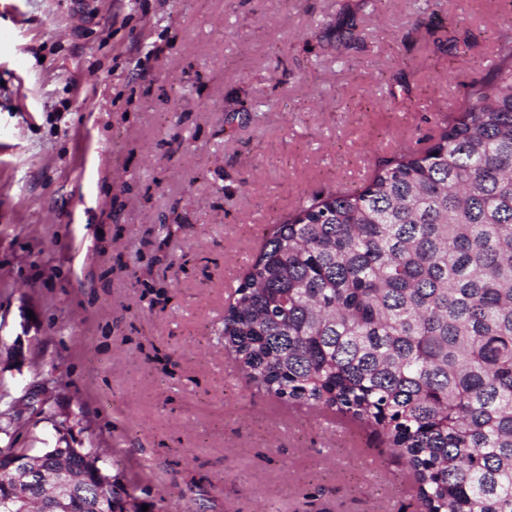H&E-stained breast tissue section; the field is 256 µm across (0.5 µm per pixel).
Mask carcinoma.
Listing matches in <instances>:
<instances>
[{"label": "carcinoma", "mask_w": 512, "mask_h": 512, "mask_svg": "<svg viewBox=\"0 0 512 512\" xmlns=\"http://www.w3.org/2000/svg\"><path fill=\"white\" fill-rule=\"evenodd\" d=\"M466 88L434 146L273 227L224 347L267 394L363 424L422 512H512V48ZM98 462L72 457L69 512L110 495ZM0 512H29L5 473Z\"/></svg>", "instance_id": "carcinoma-1"}]
</instances>
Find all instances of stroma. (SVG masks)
<instances>
[{
	"mask_svg": "<svg viewBox=\"0 0 512 512\" xmlns=\"http://www.w3.org/2000/svg\"><path fill=\"white\" fill-rule=\"evenodd\" d=\"M512 0H0V448H87L147 512H415L389 454L243 377L273 225L437 123Z\"/></svg>",
	"mask_w": 512,
	"mask_h": 512,
	"instance_id": "1",
	"label": "stroma"
}]
</instances>
